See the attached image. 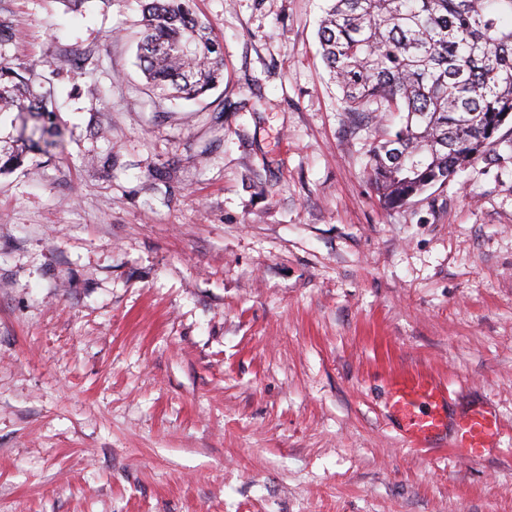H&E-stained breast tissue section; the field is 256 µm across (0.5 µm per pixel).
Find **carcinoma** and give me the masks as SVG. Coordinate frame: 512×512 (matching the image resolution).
I'll return each mask as SVG.
<instances>
[{"mask_svg": "<svg viewBox=\"0 0 512 512\" xmlns=\"http://www.w3.org/2000/svg\"><path fill=\"white\" fill-rule=\"evenodd\" d=\"M318 29L322 58L358 123L399 115L369 150L371 184L388 208L445 185L512 140V0H328ZM194 0H147L139 66L162 96L195 99L224 80V56ZM34 68L0 65V113L55 112L33 91ZM64 148L60 131L35 127L0 163Z\"/></svg>", "mask_w": 512, "mask_h": 512, "instance_id": "carcinoma-1", "label": "carcinoma"}]
</instances>
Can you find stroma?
<instances>
[{"label": "stroma", "mask_w": 512, "mask_h": 512, "mask_svg": "<svg viewBox=\"0 0 512 512\" xmlns=\"http://www.w3.org/2000/svg\"><path fill=\"white\" fill-rule=\"evenodd\" d=\"M323 5L195 0L224 82L170 101L142 0H0L64 137L0 174V512H512V153L386 208ZM407 373L499 446L406 447ZM501 424L496 414L475 411L457 424L453 448H461L459 457L469 462L484 456L487 448L496 447Z\"/></svg>", "instance_id": "stroma-1"}]
</instances>
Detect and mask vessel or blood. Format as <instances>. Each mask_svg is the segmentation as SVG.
Here are the masks:
<instances>
[{
  "label": "vessel or blood",
  "mask_w": 512,
  "mask_h": 512,
  "mask_svg": "<svg viewBox=\"0 0 512 512\" xmlns=\"http://www.w3.org/2000/svg\"><path fill=\"white\" fill-rule=\"evenodd\" d=\"M445 396L439 386L420 375H403L394 383L388 403L403 428V441L411 448L431 447L448 425ZM501 424L497 415L475 411L457 424L454 445L469 462L484 456L499 440Z\"/></svg>",
  "instance_id": "vessel-or-blood-1"
}]
</instances>
